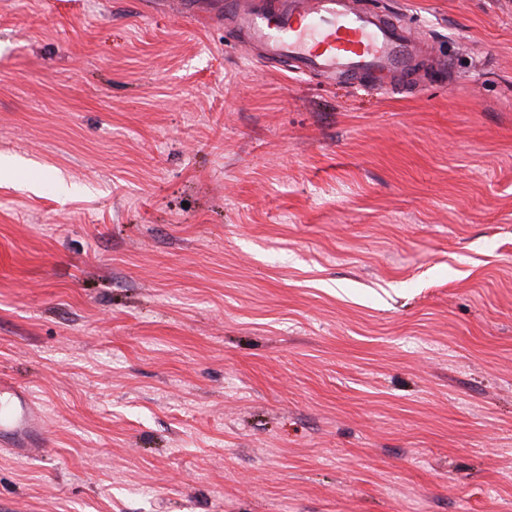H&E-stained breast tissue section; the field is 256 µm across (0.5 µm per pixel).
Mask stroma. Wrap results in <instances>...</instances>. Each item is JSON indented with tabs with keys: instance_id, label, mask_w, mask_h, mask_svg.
<instances>
[{
	"instance_id": "stroma-1",
	"label": "stroma",
	"mask_w": 512,
	"mask_h": 512,
	"mask_svg": "<svg viewBox=\"0 0 512 512\" xmlns=\"http://www.w3.org/2000/svg\"><path fill=\"white\" fill-rule=\"evenodd\" d=\"M365 2L418 83L0 0V512H512V0ZM44 439V417L27 391L12 384H0V446L25 454Z\"/></svg>"
}]
</instances>
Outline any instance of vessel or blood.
Wrapping results in <instances>:
<instances>
[{
    "label": "vessel or blood",
    "mask_w": 512,
    "mask_h": 512,
    "mask_svg": "<svg viewBox=\"0 0 512 512\" xmlns=\"http://www.w3.org/2000/svg\"><path fill=\"white\" fill-rule=\"evenodd\" d=\"M231 37L261 60L308 75L364 78L396 89L411 80L423 43L406 22L361 0H224ZM44 439V417L27 391L0 384V446L25 454Z\"/></svg>",
    "instance_id": "obj_1"
}]
</instances>
